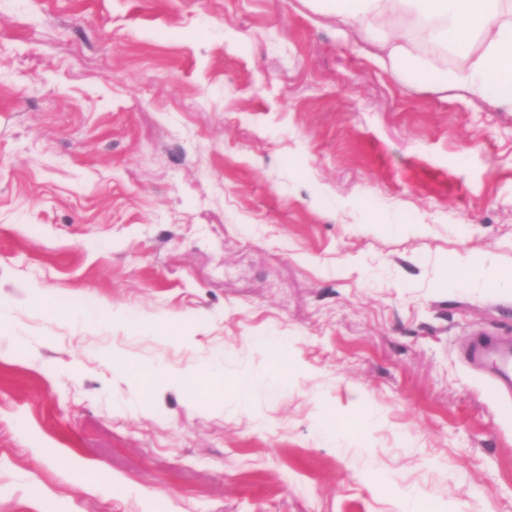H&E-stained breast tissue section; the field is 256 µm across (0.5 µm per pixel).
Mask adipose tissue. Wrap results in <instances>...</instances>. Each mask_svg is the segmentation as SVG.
Segmentation results:
<instances>
[{
    "label": "adipose tissue",
    "mask_w": 512,
    "mask_h": 512,
    "mask_svg": "<svg viewBox=\"0 0 512 512\" xmlns=\"http://www.w3.org/2000/svg\"><path fill=\"white\" fill-rule=\"evenodd\" d=\"M345 27L399 8L421 38L385 40L388 57L419 82L459 85L471 94L512 108V22L503 19V0H315ZM453 50L464 67L441 70L432 63L435 50Z\"/></svg>",
    "instance_id": "1"
}]
</instances>
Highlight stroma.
Listing matches in <instances>:
<instances>
[{
	"instance_id": "obj_1",
	"label": "stroma",
	"mask_w": 512,
	"mask_h": 512,
	"mask_svg": "<svg viewBox=\"0 0 512 512\" xmlns=\"http://www.w3.org/2000/svg\"><path fill=\"white\" fill-rule=\"evenodd\" d=\"M409 29L0 0V512H512L464 356L512 288L448 284L512 275V111L401 73L373 35Z\"/></svg>"
}]
</instances>
